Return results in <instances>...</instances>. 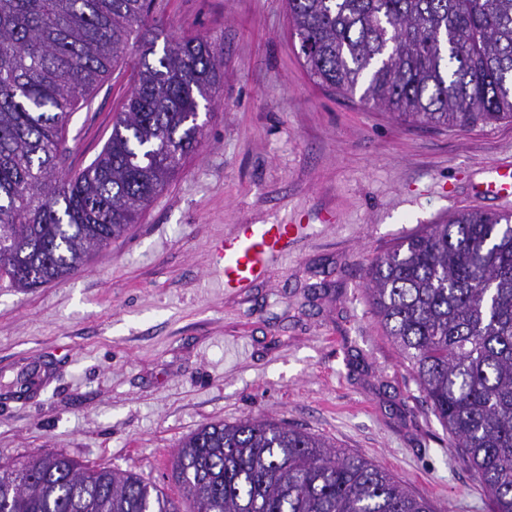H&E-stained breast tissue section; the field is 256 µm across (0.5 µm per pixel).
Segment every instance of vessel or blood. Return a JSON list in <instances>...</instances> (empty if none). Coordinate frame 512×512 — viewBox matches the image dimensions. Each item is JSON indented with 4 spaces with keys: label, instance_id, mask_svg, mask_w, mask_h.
<instances>
[{
    "label": "vessel or blood",
    "instance_id": "vessel-or-blood-1",
    "mask_svg": "<svg viewBox=\"0 0 512 512\" xmlns=\"http://www.w3.org/2000/svg\"><path fill=\"white\" fill-rule=\"evenodd\" d=\"M474 193L512 198V167L496 168L494 177L478 183ZM300 231L296 224H248L243 232L226 236L215 247L223 260L216 269L225 289H244L260 281L269 264L288 252V241Z\"/></svg>",
    "mask_w": 512,
    "mask_h": 512
}]
</instances>
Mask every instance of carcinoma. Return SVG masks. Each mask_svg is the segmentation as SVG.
I'll return each instance as SVG.
<instances>
[{"mask_svg": "<svg viewBox=\"0 0 512 512\" xmlns=\"http://www.w3.org/2000/svg\"><path fill=\"white\" fill-rule=\"evenodd\" d=\"M154 0H0V281L77 273L138 222L200 144L222 46L165 39ZM320 84L403 121H512V0H287ZM131 91L101 152L70 179L66 128L127 54ZM367 295L425 403L492 502L512 512V215L461 212L410 234ZM183 508L155 485L45 451L0 467V512H434L372 461L273 418L202 425L173 461Z\"/></svg>", "mask_w": 512, "mask_h": 512, "instance_id": "obj_1", "label": "carcinoma"}]
</instances>
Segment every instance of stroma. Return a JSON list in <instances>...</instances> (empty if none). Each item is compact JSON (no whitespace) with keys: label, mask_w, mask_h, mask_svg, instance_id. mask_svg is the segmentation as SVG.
<instances>
[{"label":"stroma","mask_w":512,"mask_h":512,"mask_svg":"<svg viewBox=\"0 0 512 512\" xmlns=\"http://www.w3.org/2000/svg\"><path fill=\"white\" fill-rule=\"evenodd\" d=\"M166 34L223 47L201 144L128 234L68 279L0 285V465L52 449L174 501L171 461L210 422L275 417L382 466L436 512H490L368 300L367 272L512 165V123H407L310 76L285 0H156ZM134 57L69 121L73 174L100 153ZM239 224H298L288 255L225 292L214 247Z\"/></svg>","instance_id":"35a3bbf8"}]
</instances>
